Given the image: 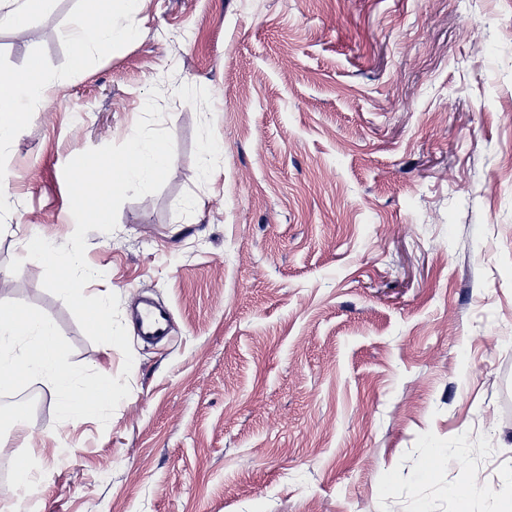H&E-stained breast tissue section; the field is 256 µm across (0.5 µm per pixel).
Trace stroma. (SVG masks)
I'll return each mask as SVG.
<instances>
[{
  "instance_id": "35a3bbf8",
  "label": "stroma",
  "mask_w": 512,
  "mask_h": 512,
  "mask_svg": "<svg viewBox=\"0 0 512 512\" xmlns=\"http://www.w3.org/2000/svg\"><path fill=\"white\" fill-rule=\"evenodd\" d=\"M88 0L0 27V71L60 86L0 147V301L70 363L119 375L27 259L75 222L65 165L127 140L158 87L163 187L86 235L85 295L139 297L108 424L0 417L11 512H469L512 499V0H140L135 36L75 66ZM221 143L209 163L204 148ZM23 258L19 273L8 270ZM446 453L425 475L433 449ZM170 312L146 305L137 316L138 335L145 341L163 339L168 335Z\"/></svg>"
}]
</instances>
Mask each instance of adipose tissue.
Wrapping results in <instances>:
<instances>
[{"instance_id":"adipose-tissue-1","label":"adipose tissue","mask_w":512,"mask_h":512,"mask_svg":"<svg viewBox=\"0 0 512 512\" xmlns=\"http://www.w3.org/2000/svg\"><path fill=\"white\" fill-rule=\"evenodd\" d=\"M96 7L85 21L69 32L76 62L88 50H104L127 41L135 32L133 20L138 0H95ZM51 80L39 59H31L19 73L0 72V145L12 140L31 106L49 101Z\"/></svg>"}]
</instances>
